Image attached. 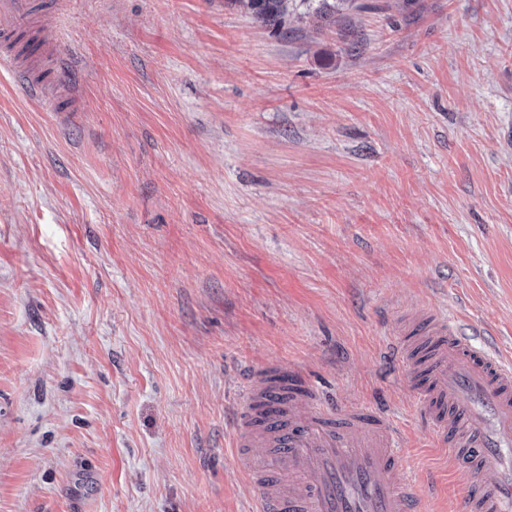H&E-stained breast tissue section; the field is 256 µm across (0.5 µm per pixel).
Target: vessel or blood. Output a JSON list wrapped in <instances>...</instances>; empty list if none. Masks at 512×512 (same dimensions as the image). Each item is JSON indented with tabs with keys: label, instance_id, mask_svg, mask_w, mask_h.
I'll return each mask as SVG.
<instances>
[{
	"label": "vessel or blood",
	"instance_id": "vessel-or-blood-1",
	"mask_svg": "<svg viewBox=\"0 0 512 512\" xmlns=\"http://www.w3.org/2000/svg\"><path fill=\"white\" fill-rule=\"evenodd\" d=\"M35 25L33 0H0V64L29 100L57 103L66 89L52 78L55 31L39 32L35 54L14 47L16 35ZM398 330L426 346L412 386L450 465L494 474L469 487L461 512H512V364L435 313L400 318ZM317 402L300 370L276 363L247 388L235 463L259 490L260 512H419V497L399 481L390 417L362 409L330 415Z\"/></svg>",
	"mask_w": 512,
	"mask_h": 512
}]
</instances>
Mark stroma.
<instances>
[{"label":"stroma","instance_id":"1","mask_svg":"<svg viewBox=\"0 0 512 512\" xmlns=\"http://www.w3.org/2000/svg\"><path fill=\"white\" fill-rule=\"evenodd\" d=\"M75 111L0 67V512H257L234 415L275 361L387 411L457 512L394 320L512 358V0H62ZM348 1L350 0H227L225 2L246 6L258 21L266 26L278 28L285 22L288 14L301 6L313 9L321 18L328 20L333 18Z\"/></svg>","mask_w":512,"mask_h":512}]
</instances>
